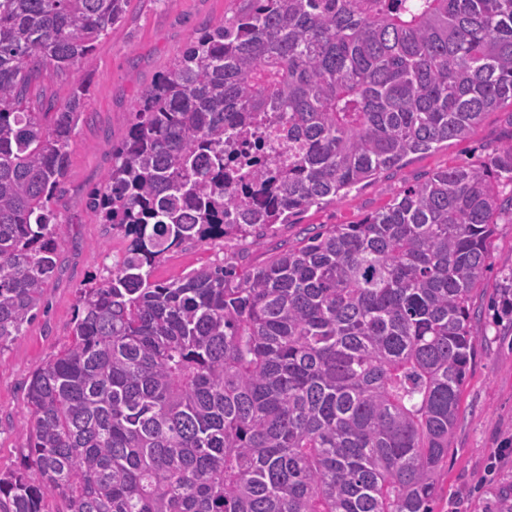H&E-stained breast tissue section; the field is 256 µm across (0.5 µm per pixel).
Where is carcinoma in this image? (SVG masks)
Instances as JSON below:
<instances>
[{
	"label": "carcinoma",
	"instance_id": "obj_1",
	"mask_svg": "<svg viewBox=\"0 0 512 512\" xmlns=\"http://www.w3.org/2000/svg\"><path fill=\"white\" fill-rule=\"evenodd\" d=\"M130 0H0V351L41 310L88 64ZM136 99L97 198L129 238L26 383L0 512H433L512 130L255 267L153 279L463 140L512 104V0H245ZM60 79L54 112L31 105ZM243 142L262 152L229 158Z\"/></svg>",
	"mask_w": 512,
	"mask_h": 512
}]
</instances>
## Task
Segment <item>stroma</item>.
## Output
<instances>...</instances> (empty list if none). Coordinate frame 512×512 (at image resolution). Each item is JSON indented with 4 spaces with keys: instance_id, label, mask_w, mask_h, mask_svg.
<instances>
[{
    "instance_id": "35a3bbf8",
    "label": "stroma",
    "mask_w": 512,
    "mask_h": 512,
    "mask_svg": "<svg viewBox=\"0 0 512 512\" xmlns=\"http://www.w3.org/2000/svg\"><path fill=\"white\" fill-rule=\"evenodd\" d=\"M243 6L242 0H132L88 64L94 73L84 119L71 139L69 167L52 208L58 222L57 271L44 294L45 308L15 344L0 351V470L15 469L26 443L29 413L24 386L66 342L79 288L99 281L122 256L129 241L100 223L90 201L112 167V151L123 138L136 98L165 70L189 40ZM512 106L486 113L464 142L409 156L374 179L313 206L257 242L217 238L168 253L154 277L172 281L193 269L229 262L260 265L269 253L288 247L323 224H352L383 207L405 186L428 173L487 158L506 126ZM491 269L474 298L472 322L477 351L469 366L462 411L448 450V473L435 512H488L490 492L512 486V315H503L505 276L512 269V223L496 228ZM507 449L497 458L498 449Z\"/></svg>"
}]
</instances>
